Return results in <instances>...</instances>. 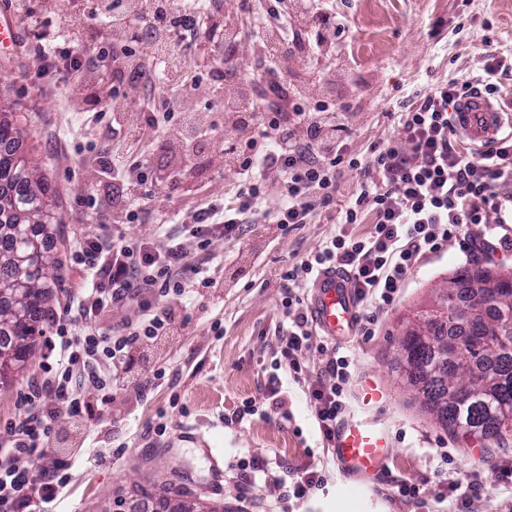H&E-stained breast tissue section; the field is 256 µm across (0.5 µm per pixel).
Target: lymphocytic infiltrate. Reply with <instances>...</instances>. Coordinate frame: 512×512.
Wrapping results in <instances>:
<instances>
[{"mask_svg": "<svg viewBox=\"0 0 512 512\" xmlns=\"http://www.w3.org/2000/svg\"><path fill=\"white\" fill-rule=\"evenodd\" d=\"M315 2L295 0L299 25L292 28L289 13L273 0L263 11L258 48L275 32L289 58L310 60L315 49L338 44L344 26ZM112 26L129 43L169 42L181 57L205 46L215 54V80L224 86L217 106L238 132L224 142V164L235 170L239 184L233 201L213 200L185 216L162 214L168 228L163 247L147 238L127 242L105 230L76 243L69 263L75 286L47 313V361L0 436V512H30L34 502L53 500L67 486L70 465L58 458L52 442L57 418L82 419L89 411L82 383L109 394L122 357L141 339L170 332L175 315L163 298L211 286L196 256L212 238L240 237L250 224L288 231L321 213L338 223L322 250L280 275L279 362L297 376L312 348L307 290L323 273L346 275L358 305L368 309L356 318L355 329L368 336L421 256L453 239L473 255L496 228L512 224V132L477 159L458 143L452 120L470 93L500 97L503 80L512 78V57L488 55L478 72L413 92L396 114V135L375 144L365 161L346 147L347 107L310 93L304 81H289L278 68L266 69L256 83L242 77L236 40L198 13L174 15L162 2L145 16L116 0ZM77 29L74 23H43L35 53L38 77L96 76L109 50L86 55L65 46ZM345 167L359 173L347 187L340 183ZM352 224L369 230L352 235ZM131 302L139 309L137 319L104 332L101 319ZM350 365L348 357H331L305 389L319 435L329 444L346 413Z\"/></svg>", "mask_w": 512, "mask_h": 512, "instance_id": "obj_1", "label": "lymphocytic infiltrate"}]
</instances>
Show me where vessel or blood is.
Listing matches in <instances>:
<instances>
[{
    "instance_id": "1",
    "label": "vessel or blood",
    "mask_w": 512,
    "mask_h": 512,
    "mask_svg": "<svg viewBox=\"0 0 512 512\" xmlns=\"http://www.w3.org/2000/svg\"><path fill=\"white\" fill-rule=\"evenodd\" d=\"M458 129L475 150L482 151L504 125L501 110L483 95L463 98L455 114ZM310 308L316 324L330 337L349 331L353 325L356 300L343 274L321 275L311 297ZM336 466L345 480L363 490L372 489L389 456L385 428L359 418L343 423L333 447Z\"/></svg>"
}]
</instances>
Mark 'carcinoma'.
<instances>
[{
  "label": "carcinoma",
  "instance_id": "1",
  "mask_svg": "<svg viewBox=\"0 0 512 512\" xmlns=\"http://www.w3.org/2000/svg\"><path fill=\"white\" fill-rule=\"evenodd\" d=\"M0 103V383L13 374L16 362L26 359L29 344L40 334V322L50 303L49 275L58 266L48 242L57 219L55 200L42 169L20 150L24 129L7 118ZM452 293L443 302L465 308L480 298L481 284H495L497 292L512 298V272L480 266L456 272ZM428 332L450 340L467 333L458 325L425 322ZM408 358L403 370L423 397L426 411L452 435L499 442L512 430V354H499L483 344L467 349L460 362L439 368L428 341L414 328L406 333ZM473 369L479 385L462 400L445 399L448 382L458 372Z\"/></svg>",
  "mask_w": 512,
  "mask_h": 512
}]
</instances>
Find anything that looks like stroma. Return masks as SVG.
<instances>
[{
  "label": "stroma",
  "instance_id": "stroma-1",
  "mask_svg": "<svg viewBox=\"0 0 512 512\" xmlns=\"http://www.w3.org/2000/svg\"><path fill=\"white\" fill-rule=\"evenodd\" d=\"M19 22V43L0 51V101L25 118L22 150L42 167L57 201L59 224L52 251L64 256L77 233L92 234L127 207L128 190L111 176L86 170L77 146L144 160L152 173L145 189L152 198L137 220L121 227L125 239L153 238L158 210L189 213L213 198L233 196L237 174L225 168L221 151L235 130L222 112L212 109L218 89L205 80L195 92L196 119L211 128L190 151L198 160L186 188L168 181L177 158L164 129L134 130L113 138L112 119L104 111L122 64L108 65L93 81L68 78L47 81L35 75L36 39L32 21H56L43 0H12ZM324 7L349 28V36L329 63L324 92L353 114L349 148L368 157L370 145L393 136L390 117L397 100L414 88L466 76L483 62L484 22H492L502 47H512V0H325ZM468 22L458 27V14ZM98 199L97 212L83 203ZM326 216H316L288 234L272 224H255L240 238L213 239L206 257L213 284L188 303L171 298L172 331L141 341L126 357V371L103 412L83 421L60 417L54 444L60 458L73 464V480L58 497L34 512H128L144 498L172 500L170 486L187 488L201 501L238 512L249 499L250 512L282 506L285 492L310 461L324 462L325 487L312 491L299 512H435L433 490L444 472L477 470L481 492L470 512H507L512 488L499 479L495 459L512 456V433L502 444L448 434L420 406L415 389L395 361L398 339L414 315L433 307L439 289L468 265L512 269V253L488 251L465 257L457 242L422 257L408 275L396 303L381 318L376 335L349 333L337 338L349 355L358 380L351 392V412L377 421L390 437L389 461L375 484L372 503L353 493L340 476L332 451L322 450L320 436L304 390L323 370L327 353L318 349L315 331L300 379L274 366L276 329L282 320L283 290L279 274L319 251L334 233ZM221 321L222 337L210 330ZM42 340H35L24 368L0 384V421L16 413L17 398L45 362ZM278 376L277 397L293 415L284 421L272 409L268 380ZM382 391L375 403H364L367 385ZM255 402L257 415L236 420L244 402ZM165 419L167 433L152 428ZM447 448L440 459L439 448ZM260 459L268 474H257L245 461ZM419 484L421 502L405 500L397 484Z\"/></svg>",
  "mask_w": 512,
  "mask_h": 512
}]
</instances>
